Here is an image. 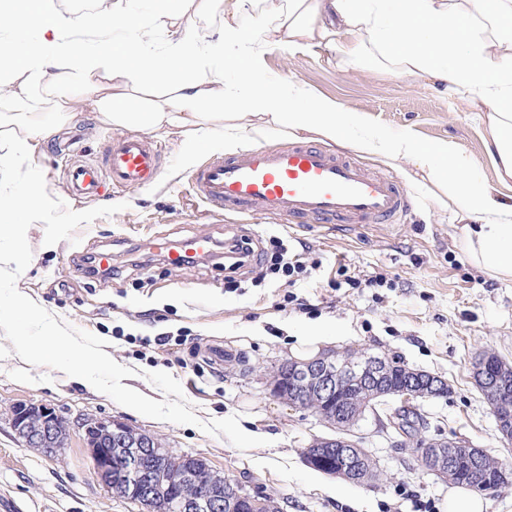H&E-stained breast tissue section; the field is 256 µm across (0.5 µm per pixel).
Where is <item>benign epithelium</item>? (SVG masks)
<instances>
[{"label": "benign epithelium", "instance_id": "1", "mask_svg": "<svg viewBox=\"0 0 512 512\" xmlns=\"http://www.w3.org/2000/svg\"><path fill=\"white\" fill-rule=\"evenodd\" d=\"M472 370L490 399L498 432L512 441L509 373L487 359L473 362ZM394 371L390 360L379 355L354 359L334 352L304 363L285 361L279 365L278 375L288 380L291 394H284L278 385L271 388V394L300 409L306 399H313L333 415L348 417L352 406L345 393L360 389L367 399L357 408L359 418L371 415L384 428L390 427L404 438L406 434L396 423V414L381 415V405L394 398L401 402L400 409L413 410L415 402L428 396L429 384L410 370L399 387L389 389L387 383ZM11 426L25 447L36 448L50 457L68 445L74 432L81 433L94 478L107 490L138 503L143 512H168L173 497L177 499V512H263L264 503L259 496L243 493V484L233 477L219 481L205 460L175 479L158 475L157 468L171 454V448L155 435L118 418H87L73 425L45 404L18 403L11 408ZM449 445L454 448L450 455L438 443H420L422 467L446 478L458 460L477 451L462 440ZM303 456L307 465L317 471L359 483L363 450L349 438H322Z\"/></svg>", "mask_w": 512, "mask_h": 512}]
</instances>
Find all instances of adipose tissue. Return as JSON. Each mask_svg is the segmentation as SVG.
Segmentation results:
<instances>
[{"instance_id":"adipose-tissue-1","label":"adipose tissue","mask_w":512,"mask_h":512,"mask_svg":"<svg viewBox=\"0 0 512 512\" xmlns=\"http://www.w3.org/2000/svg\"><path fill=\"white\" fill-rule=\"evenodd\" d=\"M215 0H164L135 25L134 39L112 38L127 23L125 0L80 38L56 17L52 0H0V30L32 28L35 41L10 46L11 64L0 87L37 103L40 94L67 105L81 90L103 121L120 129L176 132L198 139L220 136L225 154L257 144L271 125L312 132L330 142L416 165L436 189L437 204L454 203L468 219L463 243L476 265L512 279V204L475 180L456 143L420 142L393 132L364 112H341L302 84L267 80L259 65L270 43L335 45L344 65L365 62L363 43L399 64L403 75L464 90L482 107L501 183L512 182V0H222L224 24L201 32ZM331 15L335 27L320 22ZM164 36L155 54V33ZM238 74L235 84L225 70ZM50 129L26 113L4 138L13 158H24Z\"/></svg>"}]
</instances>
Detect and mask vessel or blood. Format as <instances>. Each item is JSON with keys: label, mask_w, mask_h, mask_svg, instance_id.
<instances>
[{"label": "vessel or blood", "mask_w": 512, "mask_h": 512, "mask_svg": "<svg viewBox=\"0 0 512 512\" xmlns=\"http://www.w3.org/2000/svg\"><path fill=\"white\" fill-rule=\"evenodd\" d=\"M163 153L162 144L130 133L109 141L101 159L68 166L66 178L78 197L141 188L161 178ZM189 190L213 219L237 213L292 224H397L415 206L395 176L370 172L352 157L303 142L259 143L229 157H210L191 173ZM213 246L207 234L151 244L174 267L210 254Z\"/></svg>", "instance_id": "1"}]
</instances>
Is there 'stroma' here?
I'll return each instance as SVG.
<instances>
[{"mask_svg": "<svg viewBox=\"0 0 512 512\" xmlns=\"http://www.w3.org/2000/svg\"><path fill=\"white\" fill-rule=\"evenodd\" d=\"M263 71L278 83L304 84L341 111L369 113L396 132L411 130L421 142L454 140L474 162L479 179L512 203V185L499 182L487 150L488 128L465 93L371 62L343 67L335 49L325 44L265 47ZM38 110L53 123L54 139L63 142L81 131L87 159L117 134L78 91L67 109L47 97ZM151 137L166 148L164 176L150 186L112 192L105 204L121 202L124 210L78 227L74 240L48 246L43 223L30 226L32 259L18 288L66 324L105 339V353L135 371L124 378L127 387L163 400L147 375L167 372L181 383L199 418L250 416L267 443L242 451L225 436L145 417L83 379L23 361L0 332V512L13 507L139 512L136 504L93 479L79 438L54 458L23 446L11 427L10 410L29 402L47 404L72 422L85 416L122 418L165 438L176 453L204 457L213 468L274 499L281 512H439L450 481L423 470L411 448L397 447L392 432L380 430L374 419L360 422L351 437L362 440L376 461L380 481L359 486L305 464L304 448L332 430L313 412L270 396L269 386L276 366L291 359L296 336L312 323L333 335V349L395 357L447 380L448 396L419 403L428 422L426 438L467 440L512 465V443L500 438L471 372L472 361L485 351L512 361V280L492 278L471 262L462 222L435 203L415 166L358 156L371 170L397 176L415 199L404 224L296 226L232 215L210 224L201 219L204 205L190 195L187 177L208 157L223 153V144L164 131ZM31 162L43 172L51 197L85 210V203L68 195L63 158L48 153L45 142H38ZM197 233L219 244L231 237L264 242L277 235L318 266L293 286L282 276L257 285L244 274L239 288L229 289L214 263L173 267L145 244L149 238L175 241ZM100 251L111 252L116 275L85 277L81 255ZM343 265L367 275L383 273L393 285L337 287ZM159 336L168 337V344H156ZM216 345L224 348L220 365L206 359Z\"/></svg>", "mask_w": 512, "mask_h": 512, "instance_id": "35a3bbf8", "label": "stroma"}]
</instances>
